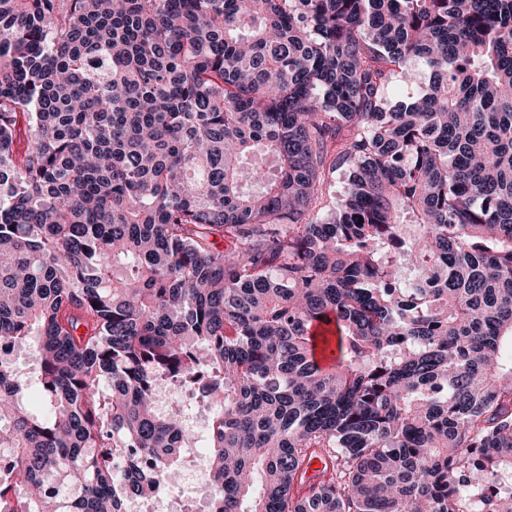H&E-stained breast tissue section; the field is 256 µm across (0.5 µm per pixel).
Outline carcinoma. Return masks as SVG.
Returning a JSON list of instances; mask_svg holds the SVG:
<instances>
[{
    "instance_id": "1",
    "label": "carcinoma",
    "mask_w": 512,
    "mask_h": 512,
    "mask_svg": "<svg viewBox=\"0 0 512 512\" xmlns=\"http://www.w3.org/2000/svg\"><path fill=\"white\" fill-rule=\"evenodd\" d=\"M162 387L207 512H512V0H0V512L159 495Z\"/></svg>"
}]
</instances>
